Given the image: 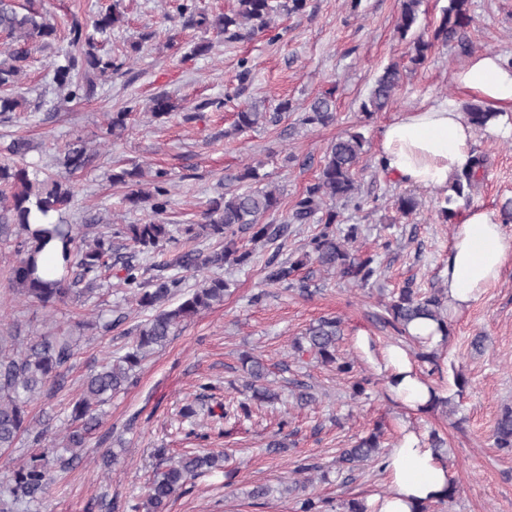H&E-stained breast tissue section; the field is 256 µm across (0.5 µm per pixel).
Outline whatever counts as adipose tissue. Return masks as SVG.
Returning <instances> with one entry per match:
<instances>
[{
    "label": "adipose tissue",
    "mask_w": 512,
    "mask_h": 512,
    "mask_svg": "<svg viewBox=\"0 0 512 512\" xmlns=\"http://www.w3.org/2000/svg\"><path fill=\"white\" fill-rule=\"evenodd\" d=\"M457 86L498 110V119L485 132L512 136V63L495 53H480L455 75ZM477 137L459 103L443 99L400 113L379 135L378 159L392 178L419 187L444 190L467 168ZM512 262V241L496 213L469 209L455 226L448 256L444 294L448 311L458 314L476 301L488 284L497 281ZM381 368L389 390L405 408L419 410L430 388L409 354L398 345L382 352ZM387 489L369 496L367 512H418L444 498L453 480L445 460L437 456L411 427L385 460Z\"/></svg>",
    "instance_id": "adipose-tissue-1"
}]
</instances>
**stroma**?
<instances>
[{
  "label": "stroma",
  "instance_id": "1",
  "mask_svg": "<svg viewBox=\"0 0 512 512\" xmlns=\"http://www.w3.org/2000/svg\"><path fill=\"white\" fill-rule=\"evenodd\" d=\"M122 7L124 23L101 37L121 69L100 79L94 99L59 111L50 82L53 52L35 50L23 77L28 102L10 118L0 117V144L25 139L32 146L29 160L49 168L58 147L78 137L85 141L95 158L69 175L77 222L88 213L115 224L148 222L151 211L130 209L122 201L125 186L110 180L113 170L138 165L169 173L164 221L195 224L221 182L252 165L283 190L281 211L273 218L280 224L295 199L316 182L329 144L346 130H359L368 140L357 175L363 206L342 208L341 220L358 225L357 245L376 253V272L368 285L358 287L317 270L310 280L312 296L287 292L265 284L264 266L271 259L287 262L318 231V223L289 225L284 237L256 244L249 234H239V246L255 253L251 267L225 265L228 293L223 304L183 324L165 348L143 361L136 384L104 406L101 426L87 440L84 462L58 475L40 512H88L89 504L103 496L124 501L143 494L160 464L159 448L173 455L224 452L229 456L226 469L235 471L230 479L225 469L191 477L169 512H294L295 498L284 487L303 461L322 472L310 493L329 500L334 512H344L349 500L382 492L385 481L382 469L372 464L351 473L337 470L341 449L376 428L385 448H394L406 424L422 436L436 431L448 440V463L461 491L435 512H512V455L500 453L491 438L498 417L512 405V265L468 309L449 318L450 340L441 365L452 412L406 411L388 393L375 363L377 354L394 342L393 330L381 321L383 302L409 282L425 292L442 288L455 230L438 218L442 192L417 190V211L405 217L397 210L395 201L407 187L379 168V133L399 113L436 100L470 104V96L454 81L468 55L458 43L437 42L422 65L411 66L407 45L395 32L399 0H307L302 13L276 18L275 40L264 34L218 37L185 25L172 0H123ZM470 13L467 38L474 52L491 50L512 61V0H471ZM201 42L210 43L208 54L190 56ZM244 61L251 75L242 81L238 74ZM393 61L406 67L393 103L364 116L361 106L376 77ZM327 89L336 100L337 117L330 125L303 127L299 113L291 112L278 125L245 136L229 133L236 106L254 103L270 112L281 100L300 105ZM162 94L174 110L155 120L150 100ZM126 106L134 111L128 129L102 139L107 113ZM474 150L487 156L488 168L478 194L455 202L461 216L473 207L499 211L512 198V138L481 132ZM13 260L11 248L0 249V331L15 322L32 336L67 331L77 322L94 320L100 310L124 318L109 332L85 330L63 387L31 405L33 417H59L103 354L123 353L129 331L152 312L133 302L112 271L85 305L42 309L13 293ZM260 291L264 300L253 304L252 295ZM327 315L343 320L340 353L354 358L359 375L373 381L366 397L352 399L348 383L332 367L292 355L291 342ZM361 336L370 339L371 353L358 346ZM478 336L484 342L477 349L472 341ZM245 353L263 358L269 385L281 392L282 402L256 403L250 417L225 419L217 408L237 403ZM298 381L310 385L315 396L304 408L291 396ZM199 398L204 405L196 415L182 417L181 409ZM280 429L288 436V448L269 452L266 444ZM109 446L124 451L121 464L111 471L100 460ZM257 485L270 487V494L251 498Z\"/></svg>",
  "mask_w": 512,
  "mask_h": 512
}]
</instances>
